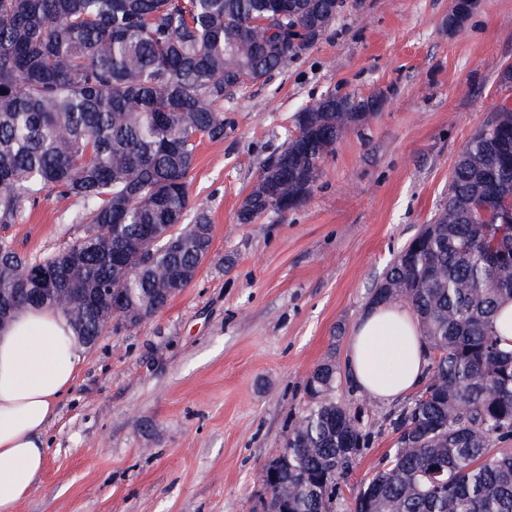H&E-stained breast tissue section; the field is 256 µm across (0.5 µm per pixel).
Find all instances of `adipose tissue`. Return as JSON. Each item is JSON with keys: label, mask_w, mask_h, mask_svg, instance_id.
<instances>
[{"label": "adipose tissue", "mask_w": 512, "mask_h": 512, "mask_svg": "<svg viewBox=\"0 0 512 512\" xmlns=\"http://www.w3.org/2000/svg\"><path fill=\"white\" fill-rule=\"evenodd\" d=\"M80 351L73 326L56 311L24 309L0 330V512H15L44 469L45 430ZM345 364L372 400L412 392L430 365L416 315L399 303L371 305L348 340Z\"/></svg>", "instance_id": "obj_1"}]
</instances>
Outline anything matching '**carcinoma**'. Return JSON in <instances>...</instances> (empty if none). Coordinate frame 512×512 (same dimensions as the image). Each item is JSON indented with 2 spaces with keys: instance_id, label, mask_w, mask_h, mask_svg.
<instances>
[{
  "instance_id": "obj_1",
  "label": "carcinoma",
  "mask_w": 512,
  "mask_h": 512,
  "mask_svg": "<svg viewBox=\"0 0 512 512\" xmlns=\"http://www.w3.org/2000/svg\"><path fill=\"white\" fill-rule=\"evenodd\" d=\"M338 0H0V228L47 190L82 206L83 234L39 257L0 235V314L35 302L80 336L147 321L191 284L212 247L205 212L191 213L196 150L224 139V98L311 46ZM472 13L454 0L448 26ZM270 20L255 39L253 24ZM377 100L325 94L295 117L238 211L251 224L301 204L324 158ZM512 207V109L475 130L460 152L445 207L377 282L371 303L404 300L431 375L393 421L395 448L352 492V512H512V350L495 330L512 302V234L484 212ZM85 289L80 297L74 289ZM333 361L306 382L278 480L261 477V512H336L366 434L330 399Z\"/></svg>"
}]
</instances>
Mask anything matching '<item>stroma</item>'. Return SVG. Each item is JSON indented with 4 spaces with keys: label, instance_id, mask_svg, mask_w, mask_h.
Returning <instances> with one entry per match:
<instances>
[{
    "label": "stroma",
    "instance_id": "35a3bbf8",
    "mask_svg": "<svg viewBox=\"0 0 512 512\" xmlns=\"http://www.w3.org/2000/svg\"><path fill=\"white\" fill-rule=\"evenodd\" d=\"M451 0H342L317 40L224 100V138L202 140L190 184L213 225L196 280L160 313L84 348L45 433L46 463L16 512H249L260 473L307 404L324 359L349 336L395 254L431 223L475 130L512 101V0H478L448 27ZM379 108L340 139L297 208L239 223L261 163L295 115L328 92ZM76 203L44 192L6 234L37 257L81 235ZM368 438L336 502L371 476L411 397L332 394Z\"/></svg>",
    "mask_w": 512,
    "mask_h": 512
}]
</instances>
